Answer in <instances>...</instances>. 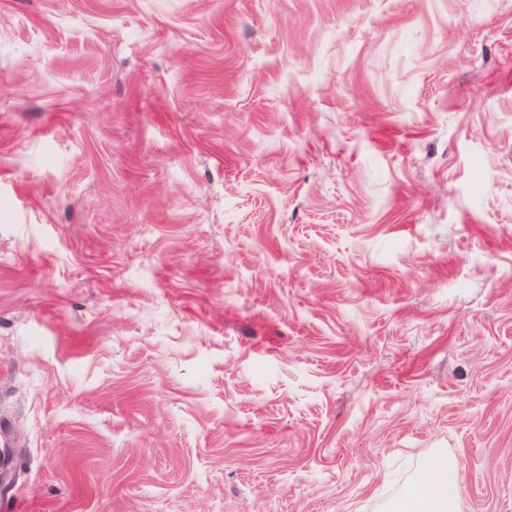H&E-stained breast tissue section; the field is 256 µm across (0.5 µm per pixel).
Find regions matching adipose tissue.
<instances>
[{
  "label": "adipose tissue",
  "instance_id": "adipose-tissue-1",
  "mask_svg": "<svg viewBox=\"0 0 512 512\" xmlns=\"http://www.w3.org/2000/svg\"><path fill=\"white\" fill-rule=\"evenodd\" d=\"M460 464L448 454L434 455L423 474L412 480L389 512H457Z\"/></svg>",
  "mask_w": 512,
  "mask_h": 512
}]
</instances>
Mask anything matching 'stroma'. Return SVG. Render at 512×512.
Instances as JSON below:
<instances>
[{"label":"stroma","instance_id":"obj_1","mask_svg":"<svg viewBox=\"0 0 512 512\" xmlns=\"http://www.w3.org/2000/svg\"><path fill=\"white\" fill-rule=\"evenodd\" d=\"M512 512V0H0V512ZM460 496V464L448 454L434 455L423 474L412 480L389 512H456Z\"/></svg>","mask_w":512,"mask_h":512}]
</instances>
